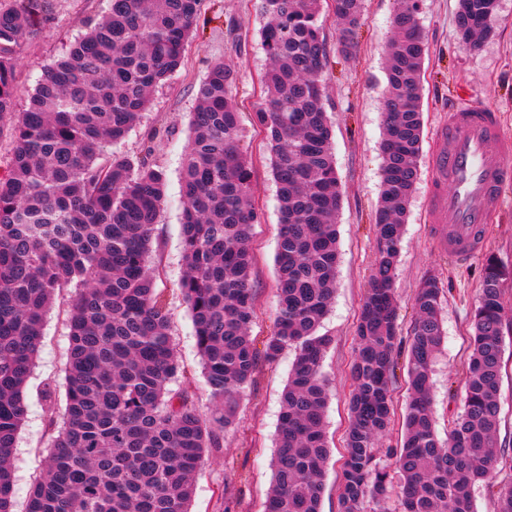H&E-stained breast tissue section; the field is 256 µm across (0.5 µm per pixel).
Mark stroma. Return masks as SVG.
Here are the masks:
<instances>
[{"label":"stroma","instance_id":"1","mask_svg":"<svg viewBox=\"0 0 512 512\" xmlns=\"http://www.w3.org/2000/svg\"><path fill=\"white\" fill-rule=\"evenodd\" d=\"M457 6L458 0L420 2L419 21L428 46L422 76L421 175L403 230L395 285L399 322L404 326L411 321L413 298L425 276L436 275L444 288L445 340L433 375V413L437 431L443 437L462 408V367L485 254L497 256L512 269V185L506 187L503 207L490 225L484 255L467 262L455 261L437 245L428 222L437 175L438 133L448 120V107L455 98L463 90H473L478 102L501 112L506 131L512 133V0H498L493 34L476 51L464 49L456 35ZM106 7L107 0H55L51 19L35 27L19 48L14 69L15 111L26 108L43 66L61 56L73 38L84 31L86 23L100 17ZM397 7V0H363L358 45L347 56L336 48L332 8H324L322 15L329 53L325 107L343 201L337 219L340 262L336 293L323 326L324 333L333 336L334 341L322 365L332 390L326 412L332 452L324 474L321 512H337V489L349 425L353 331L376 259L373 217L382 187L385 48ZM265 22L260 0H205L183 63L156 88L140 124L122 142L104 147L108 156L148 153L150 162L167 173L165 200L153 239L155 284L169 299L171 337L180 365L197 393V406L205 414L212 404L204 388L192 320L179 288L184 272L182 163L197 86L211 63L229 64L239 72L233 97L240 109V147L252 169L253 201L261 213V222L253 226L251 237L255 305L251 334L256 340H265L275 329L274 254L280 221L277 186L265 136L252 120L253 107L260 99V77L268 65L260 37ZM68 332L67 305L54 303L25 390L28 414L13 460L14 512H25L29 492L43 472L50 433L47 406L52 403L60 410L65 407ZM293 358V353L287 351L275 362L261 363L254 383L242 397L234 428L224 435L223 447L209 453L195 475L190 512H224V498L228 495L237 503L234 512H264L280 396ZM500 405L498 439L509 453L497 480L507 485L512 483V326L504 330Z\"/></svg>","mask_w":512,"mask_h":512}]
</instances>
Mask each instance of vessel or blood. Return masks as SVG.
Wrapping results in <instances>:
<instances>
[{
    "label": "vessel or blood",
    "instance_id": "obj_1",
    "mask_svg": "<svg viewBox=\"0 0 512 512\" xmlns=\"http://www.w3.org/2000/svg\"><path fill=\"white\" fill-rule=\"evenodd\" d=\"M440 137L445 148L432 220L446 224L449 254L466 261L483 250L489 217L512 184V135L505 132L497 109L467 94L449 106Z\"/></svg>",
    "mask_w": 512,
    "mask_h": 512
}]
</instances>
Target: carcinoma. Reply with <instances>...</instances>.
<instances>
[{
  "label": "carcinoma",
  "mask_w": 512,
  "mask_h": 512,
  "mask_svg": "<svg viewBox=\"0 0 512 512\" xmlns=\"http://www.w3.org/2000/svg\"><path fill=\"white\" fill-rule=\"evenodd\" d=\"M203 0H109L107 12L43 69L22 112L14 111L13 70L26 32L53 13V0L0 3V137L8 174L0 178V512H12L13 450L27 416L25 388L53 301L76 288L69 313L67 405L51 435L45 469L27 512H189L193 476L223 447L240 396L260 363L295 353L281 398L265 512H321L330 455L325 411L330 385L322 362L332 337L320 332L335 293L342 194L324 107L327 49L322 0H261L269 66L254 121L264 129L280 209L275 252L276 326L258 351L250 234L261 215L252 171L240 149L232 93L238 71L210 65L196 90L183 162L185 275L210 416L195 394L173 388L181 366L169 333L170 309L155 287L152 242L166 173L142 156L102 153L139 122L151 92L181 62ZM497 0H459L456 32L470 50L492 33ZM337 44L349 52L360 0H333ZM375 214L377 257L354 330L350 425L338 512H364L390 497L399 476L400 512H476L485 485L496 512H512V485L497 480L503 329L512 304L505 266H483L471 316L463 410L445 439L432 416L433 368L444 341L443 287L418 288L401 336L395 295L399 244L420 176V75L426 42L418 0L391 20ZM407 347L405 435L379 441L393 415L399 346Z\"/></svg>",
  "instance_id": "obj_1"
}]
</instances>
